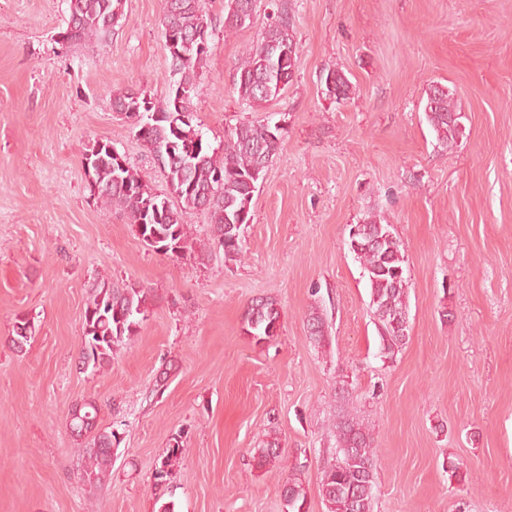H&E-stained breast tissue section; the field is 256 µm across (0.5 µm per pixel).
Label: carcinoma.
<instances>
[{
  "label": "carcinoma",
  "mask_w": 512,
  "mask_h": 512,
  "mask_svg": "<svg viewBox=\"0 0 512 512\" xmlns=\"http://www.w3.org/2000/svg\"><path fill=\"white\" fill-rule=\"evenodd\" d=\"M250 2L228 0L224 33H232L251 20ZM121 8L122 0H70V17L66 29L59 33V43L111 34ZM161 27L164 39L194 45L187 61L170 57V71L178 75L179 83L170 87L161 100L141 90L128 89L115 95L113 105L130 122L146 150L161 160L160 172L170 193L185 209L206 210L213 226L214 244L223 250L225 260L238 261L245 255L244 226L252 220L254 189L250 181L255 173L263 175L280 150L285 131L270 139L264 125L242 123L227 134L224 156L217 157L199 125L193 123V100L199 94L201 70L213 43L205 0H163ZM297 58L288 14L282 13L239 58L237 93L253 104L276 98L292 79ZM325 85L329 95L348 98L350 82L343 71H328ZM424 112L437 143L448 149L456 146L461 113L449 92L431 86ZM109 146V141L96 140L81 151V158L90 155L96 159L94 180L98 191L94 199L107 209L122 212L148 246H154L148 238L153 230L171 238L180 252H186L190 232L182 223L181 212L165 208L168 196L155 192L129 163H119ZM365 223L371 232L350 239L349 246L360 263L369 290V306L377 316L381 354L391 359L402 350L408 336L406 260L392 225L375 216L365 219ZM148 303V291L135 284L114 288L108 282H98L84 312V366L96 371L110 362L116 347L139 332L147 319ZM279 318L273 301L257 300L243 316L245 333L257 344L270 341L277 335ZM33 329L30 321H19L13 345L23 349ZM308 329L315 345L325 341V322L316 309L309 314ZM97 417L96 402L87 400L72 410L69 426L78 437L95 432L93 446L86 449V463L89 477L99 480L112 470V438L116 433L95 431ZM335 429L336 464L324 470L320 479L327 512H373L374 493L364 487L366 482L375 484L373 439L363 424L349 414L336 418ZM181 454L180 444L174 443L155 470L156 482L165 481ZM280 457V442L275 435L268 436L255 452L260 467ZM283 498L289 512H302L306 489L299 478L286 481Z\"/></svg>",
  "instance_id": "1"
}]
</instances>
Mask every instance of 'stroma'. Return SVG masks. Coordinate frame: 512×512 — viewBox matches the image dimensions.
Here are the masks:
<instances>
[{
  "label": "stroma",
  "mask_w": 512,
  "mask_h": 512,
  "mask_svg": "<svg viewBox=\"0 0 512 512\" xmlns=\"http://www.w3.org/2000/svg\"><path fill=\"white\" fill-rule=\"evenodd\" d=\"M227 4L206 0L214 41L196 120L219 154L240 123L287 129L237 263L211 245L203 209L182 215L190 254L155 252L96 203L82 167L83 146L107 139L167 191L112 106L128 88L167 94L162 0H123L110 37L66 45L68 0H0V512H287L291 476L305 512H327L319 482L342 408L374 439L373 512H512V0H259L231 34ZM281 11L296 69L258 107L239 97L236 67ZM334 69L348 99L326 93ZM435 84L462 115L451 149L424 115ZM371 215L394 226L410 279L408 340L392 360L349 248L350 226ZM103 278L147 288L149 313L91 371L84 310ZM259 298L280 313L261 345L242 330ZM21 317L35 331L19 351ZM87 399L116 434L112 471L95 482L91 438L68 427ZM269 434L282 456L262 468L252 453ZM175 442L182 458L155 484ZM283 498L288 512H302L306 500V489L298 477L288 478L283 486Z\"/></svg>",
  "instance_id": "35a3bbf8"
}]
</instances>
